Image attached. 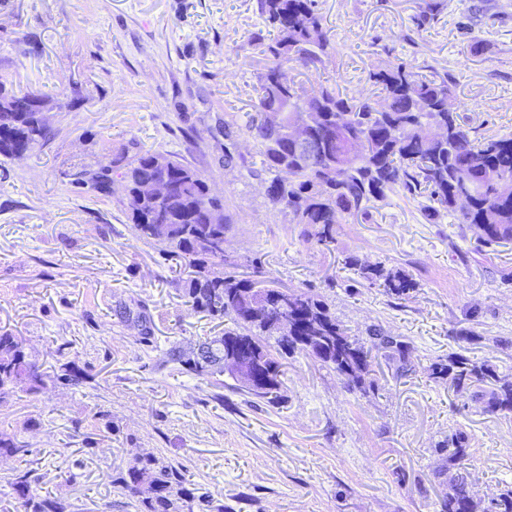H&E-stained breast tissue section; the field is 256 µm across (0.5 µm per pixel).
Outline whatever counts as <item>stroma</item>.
<instances>
[{
  "instance_id": "1",
  "label": "stroma",
  "mask_w": 512,
  "mask_h": 512,
  "mask_svg": "<svg viewBox=\"0 0 512 512\" xmlns=\"http://www.w3.org/2000/svg\"><path fill=\"white\" fill-rule=\"evenodd\" d=\"M429 5L435 19L418 27ZM317 9L331 48L317 69L294 70L304 86L369 94V71L403 61L447 73L478 135L512 133V0ZM271 37L258 0H0V81L49 96L52 129L24 158L0 160V332L42 368L68 362L87 375L0 403V431L30 449L0 462V512H21L8 486L18 469L74 512H134L111 478L144 451L182 465L224 512H440L457 473L440 446L459 430L475 512L512 489V415L484 413L429 371L459 353L512 381V243L477 249L473 230L449 215L428 223L399 192L337 225L332 247L302 236L267 197L244 129ZM140 147L178 156L223 201L224 254L238 272L319 294L362 342L373 327L403 337L411 371L378 355L374 386L352 390L297 350L270 403L229 375L169 361L171 347L223 334V320L190 309L116 198L74 182ZM348 256L418 287L391 298L344 269Z\"/></svg>"
}]
</instances>
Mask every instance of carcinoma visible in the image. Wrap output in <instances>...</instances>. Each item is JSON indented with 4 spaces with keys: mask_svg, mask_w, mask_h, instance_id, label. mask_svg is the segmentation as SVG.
<instances>
[{
    "mask_svg": "<svg viewBox=\"0 0 512 512\" xmlns=\"http://www.w3.org/2000/svg\"><path fill=\"white\" fill-rule=\"evenodd\" d=\"M258 4L276 36L263 50L269 64L258 79L256 111L246 124V134L260 151L264 171L271 175L269 199L303 225L304 235L328 246L334 241L335 225L368 218L375 203L401 191L419 201L430 224L451 215L461 227L476 229L484 247L512 242V135L482 139L472 135L454 108L448 74L422 75L400 62L369 72L374 98L349 95L322 83L308 90L287 80L285 71L295 64L315 67L326 54L329 38L316 0H258ZM42 103H49L47 96L16 91L0 81V157L27 154L49 139L50 130L35 112ZM306 108L322 115L312 132L318 142L312 156L299 152L288 135L291 122ZM159 156L167 160L166 176L177 192L160 208L155 199L138 207L127 205L143 183L158 174ZM115 166L120 169L115 177L110 168H88L75 184L103 196L119 195L135 236L159 246L186 272L182 290L191 309L229 321L223 335L200 344L209 357L199 360L171 348L167 355L172 361L197 376H213L224 372L217 363L224 348L243 344L266 376L251 393L276 403L281 399L280 359L300 349L344 377L349 387H365L372 372V351L349 335L318 294L215 269L216 263L224 262L218 244L232 220L226 213L221 224L206 222L203 206L221 209L223 204L211 195L197 170L175 155L152 149L139 151L128 163L119 159ZM159 219L168 224L164 238L154 233ZM345 266L397 299L418 288L410 275L387 271L378 263H361L350 256ZM285 303L293 328L288 336L278 337L273 322ZM376 339L377 351L398 361V371H410L404 341L379 333ZM431 371L436 378L448 379L458 393L473 391L484 401L485 413L512 414V383L502 381L493 365L456 354L433 363ZM56 379L78 386L86 376L64 363ZM44 385L45 374L29 359L22 342L8 332L0 333V402L20 388L35 392ZM441 450L448 452V464L468 465L464 432L451 435ZM28 454L26 442L0 432L1 459ZM115 484L135 512H224V506L199 492L183 467L151 451L118 471ZM9 487L22 512H71L70 502L34 493L28 470L15 472ZM441 512H475L463 474L451 480Z\"/></svg>",
    "mask_w": 512,
    "mask_h": 512,
    "instance_id": "cac0c4a2",
    "label": "carcinoma"
}]
</instances>
